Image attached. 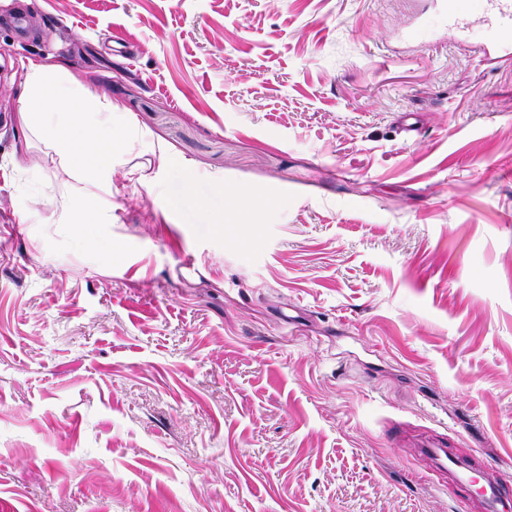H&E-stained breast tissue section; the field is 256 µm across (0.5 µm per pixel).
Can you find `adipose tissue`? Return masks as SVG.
Segmentation results:
<instances>
[{
	"label": "adipose tissue",
	"mask_w": 512,
	"mask_h": 512,
	"mask_svg": "<svg viewBox=\"0 0 512 512\" xmlns=\"http://www.w3.org/2000/svg\"><path fill=\"white\" fill-rule=\"evenodd\" d=\"M25 86L17 106L20 128L45 134L73 180L64 199L63 222L111 223L110 210L92 206L90 200L112 182V132L105 117L120 111V104L100 101L96 92L74 75L36 62L27 68ZM178 200L190 224L208 223L209 211L215 207L222 209L225 223L256 221L253 211L229 189L215 192L208 186L197 187L179 194Z\"/></svg>",
	"instance_id": "obj_1"
}]
</instances>
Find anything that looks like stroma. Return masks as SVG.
I'll return each mask as SVG.
<instances>
[{
  "instance_id": "obj_1",
  "label": "stroma",
  "mask_w": 512,
  "mask_h": 512,
  "mask_svg": "<svg viewBox=\"0 0 512 512\" xmlns=\"http://www.w3.org/2000/svg\"><path fill=\"white\" fill-rule=\"evenodd\" d=\"M407 21L0 0V512H482L424 448L512 485V65ZM31 61L121 105L111 223L60 221ZM177 182L260 219L201 231Z\"/></svg>"
}]
</instances>
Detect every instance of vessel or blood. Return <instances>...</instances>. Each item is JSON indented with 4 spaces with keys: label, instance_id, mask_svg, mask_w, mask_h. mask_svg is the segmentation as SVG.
I'll return each mask as SVG.
<instances>
[{
    "label": "vessel or blood",
    "instance_id": "obj_1",
    "mask_svg": "<svg viewBox=\"0 0 512 512\" xmlns=\"http://www.w3.org/2000/svg\"><path fill=\"white\" fill-rule=\"evenodd\" d=\"M402 33L417 45H430L444 37L473 34L482 39L480 50L490 64L512 62V0H429Z\"/></svg>",
    "mask_w": 512,
    "mask_h": 512
}]
</instances>
